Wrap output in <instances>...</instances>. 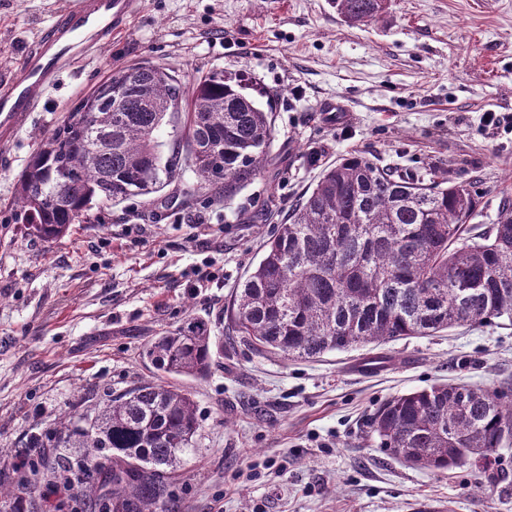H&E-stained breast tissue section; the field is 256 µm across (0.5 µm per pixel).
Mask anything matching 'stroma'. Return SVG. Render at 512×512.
I'll return each mask as SVG.
<instances>
[{
    "label": "stroma",
    "instance_id": "35a3bbf8",
    "mask_svg": "<svg viewBox=\"0 0 512 512\" xmlns=\"http://www.w3.org/2000/svg\"><path fill=\"white\" fill-rule=\"evenodd\" d=\"M65 0H0V77ZM142 60L190 83L214 67L276 94L277 191L258 179L231 207L192 174L153 199L95 206L53 241L15 206L38 145L113 69ZM508 116L485 127L484 112ZM321 150L318 164L307 154ZM349 153L421 173L479 177L493 219L512 195V0H391L378 22L344 23L331 0H143L101 57L64 77L0 148V483L15 487L31 429L81 399L154 379L139 357L193 314L227 327L235 288L272 230L239 224L275 193L288 208L322 164ZM319 360L282 361L228 342L203 381L179 380L200 430L175 472L177 512H512V449L491 474L430 473L388 457L367 427L387 398L437 382L512 380V328H458Z\"/></svg>",
    "mask_w": 512,
    "mask_h": 512
}]
</instances>
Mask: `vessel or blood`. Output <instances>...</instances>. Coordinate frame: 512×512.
<instances>
[{"label": "vessel or blood", "mask_w": 512, "mask_h": 512, "mask_svg": "<svg viewBox=\"0 0 512 512\" xmlns=\"http://www.w3.org/2000/svg\"><path fill=\"white\" fill-rule=\"evenodd\" d=\"M140 4L141 0H69L26 51L20 70L0 81V142L9 143L23 117L35 111L65 75L122 32Z\"/></svg>", "instance_id": "obj_1"}]
</instances>
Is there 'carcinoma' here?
Segmentation results:
<instances>
[{"mask_svg": "<svg viewBox=\"0 0 512 512\" xmlns=\"http://www.w3.org/2000/svg\"><path fill=\"white\" fill-rule=\"evenodd\" d=\"M351 27L388 0H332ZM262 92L236 72L187 86L172 67L142 61L112 71L31 156L15 202L49 241L93 205L161 192L189 169L229 204L270 165L274 130ZM172 131L162 139L163 126ZM476 182L439 180L364 154L324 168L263 245L236 289L228 326L257 354L315 360L332 351L432 336L454 327L512 325V197L488 224ZM224 343L209 320L162 328L141 358L161 378L30 432L39 449L23 480L42 479L91 512H175L172 473L194 447L197 405L164 378H203ZM379 447L432 473L487 472L512 447V383H435L383 401L369 417ZM7 512H45L13 491Z\"/></svg>", "mask_w": 512, "mask_h": 512, "instance_id": "1", "label": "carcinoma"}]
</instances>
